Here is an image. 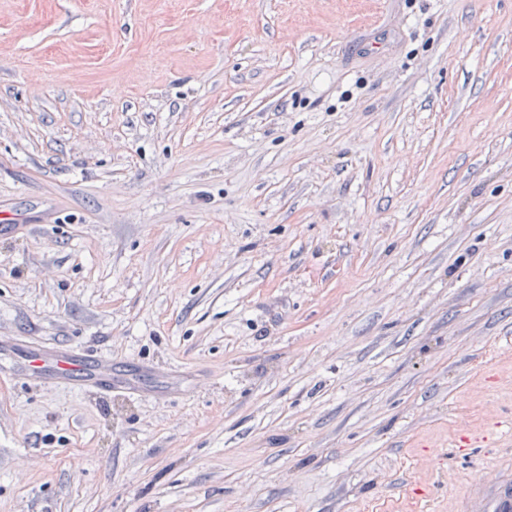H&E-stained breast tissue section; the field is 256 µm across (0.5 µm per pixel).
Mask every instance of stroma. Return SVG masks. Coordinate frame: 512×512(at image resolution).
Segmentation results:
<instances>
[{
	"label": "stroma",
	"instance_id": "35a3bbf8",
	"mask_svg": "<svg viewBox=\"0 0 512 512\" xmlns=\"http://www.w3.org/2000/svg\"><path fill=\"white\" fill-rule=\"evenodd\" d=\"M0 512H447L512 431V0H0ZM24 375L46 384H70L74 381L98 391L112 392L123 385L113 381L112 360H89L69 349L30 347L26 356ZM510 422L511 418L504 420L499 416H493L487 420L486 425L481 430L462 429L455 434L453 447L458 452H469L474 448L482 447L494 434L495 430L501 428L505 423L510 424Z\"/></svg>",
	"mask_w": 512,
	"mask_h": 512
}]
</instances>
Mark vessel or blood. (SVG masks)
<instances>
[{
	"label": "vessel or blood",
	"mask_w": 512,
	"mask_h": 512,
	"mask_svg": "<svg viewBox=\"0 0 512 512\" xmlns=\"http://www.w3.org/2000/svg\"><path fill=\"white\" fill-rule=\"evenodd\" d=\"M24 374L31 380L47 384L79 381L105 392L116 386L111 360H91L69 349L30 348ZM503 424L501 417H490L483 429L466 428L458 432L453 446L461 452L472 451L483 446ZM448 512H512V470H500L493 483L470 484L464 496L449 498Z\"/></svg>",
	"instance_id": "b4317fda"
}]
</instances>
